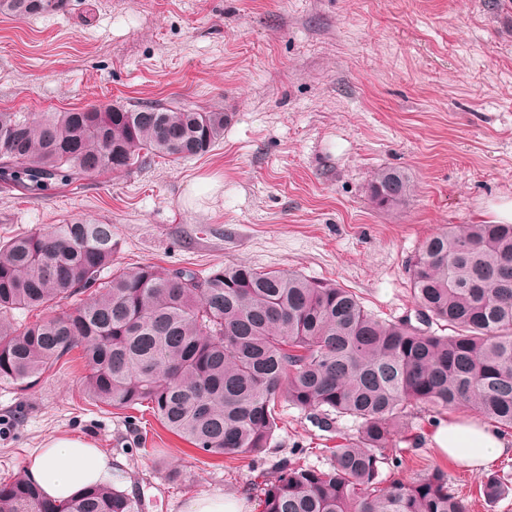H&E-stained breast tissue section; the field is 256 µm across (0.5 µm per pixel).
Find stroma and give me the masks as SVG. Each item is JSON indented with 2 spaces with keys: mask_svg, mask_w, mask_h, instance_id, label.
Returning <instances> with one entry per match:
<instances>
[{
  "mask_svg": "<svg viewBox=\"0 0 512 512\" xmlns=\"http://www.w3.org/2000/svg\"><path fill=\"white\" fill-rule=\"evenodd\" d=\"M24 20L0 15V111L62 112L110 102L223 112L224 137L186 160L146 159L32 198L0 191V240L92 218L111 225L116 266L207 272L243 262L355 292L383 319L411 316L408 268L451 224L495 220L512 201V0H63ZM405 171L412 194L382 209L367 187ZM80 351L30 389L0 384V482L45 440L86 437L124 466L115 483L143 512L234 495L259 512L254 475L197 453L150 409L89 404ZM436 423L412 408L386 456L410 481L439 468L470 512L494 504L486 476L438 453ZM326 439L283 405L268 465Z\"/></svg>",
  "mask_w": 512,
  "mask_h": 512,
  "instance_id": "1",
  "label": "stroma"
}]
</instances>
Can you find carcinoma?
<instances>
[{"label":"carcinoma","instance_id":"carcinoma-1","mask_svg":"<svg viewBox=\"0 0 512 512\" xmlns=\"http://www.w3.org/2000/svg\"><path fill=\"white\" fill-rule=\"evenodd\" d=\"M62 0H0V15L57 11ZM225 115L204 108L110 103L67 112H0V187L45 197L85 177L120 173L148 157L190 158L224 137ZM397 169H380L372 203L411 195ZM112 225L76 218L0 242V382L26 390L73 350L88 366L97 406L148 404L157 421L205 454L247 461L261 512H467L434 469L412 482L391 445L412 407L470 408L512 433V224L453 225L427 238L410 266L426 319L385 321L352 291L297 272L234 263L203 274L113 266ZM70 311L29 327L13 311ZM449 330L439 334L432 324ZM288 400L322 431L350 417L356 433L324 448L329 467L296 449L261 470ZM512 479L493 473V503ZM0 512H140L116 485L65 505L17 478L0 483Z\"/></svg>","mask_w":512,"mask_h":512}]
</instances>
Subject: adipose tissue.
Returning <instances> with one entry per match:
<instances>
[{"label": "adipose tissue", "instance_id": "1", "mask_svg": "<svg viewBox=\"0 0 512 512\" xmlns=\"http://www.w3.org/2000/svg\"><path fill=\"white\" fill-rule=\"evenodd\" d=\"M432 440L448 458L475 470L512 455L511 442L471 416L438 423ZM22 472L49 499L62 504L92 486L111 484L112 458L92 441L54 438L26 461Z\"/></svg>", "mask_w": 512, "mask_h": 512}]
</instances>
